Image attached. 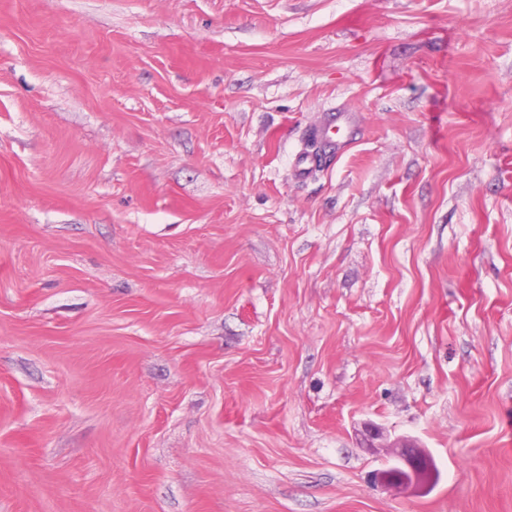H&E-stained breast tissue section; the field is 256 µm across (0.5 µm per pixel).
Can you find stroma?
<instances>
[{"label":"stroma","mask_w":512,"mask_h":512,"mask_svg":"<svg viewBox=\"0 0 512 512\" xmlns=\"http://www.w3.org/2000/svg\"><path fill=\"white\" fill-rule=\"evenodd\" d=\"M0 512H512V0H0ZM353 127L349 112H329V119L325 125L311 130L314 140L319 141L328 152H332L336 145L346 140ZM394 448H400L396 461L377 471L374 481L383 487L412 493L427 491L430 487L428 452L410 440H404Z\"/></svg>","instance_id":"stroma-1"}]
</instances>
